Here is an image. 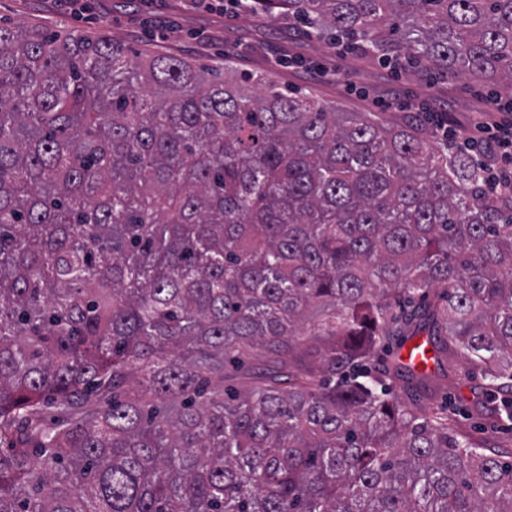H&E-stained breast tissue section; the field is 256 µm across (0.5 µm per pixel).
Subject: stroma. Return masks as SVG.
Listing matches in <instances>:
<instances>
[{"label": "stroma", "instance_id": "1", "mask_svg": "<svg viewBox=\"0 0 512 512\" xmlns=\"http://www.w3.org/2000/svg\"><path fill=\"white\" fill-rule=\"evenodd\" d=\"M3 23L102 34L134 50L178 56L213 70L222 69L224 54L230 51L242 75L264 74L280 90L312 93L340 112L377 111L391 118L407 112L408 102L433 101L447 105L454 119L464 123L491 95L463 78L436 77L428 83L368 56H335L325 40L291 25L280 12L219 14L199 0H85L78 17L71 15L66 0H0ZM329 58L335 59L342 83L320 82L306 73V62ZM484 385L479 370L457 365L448 376V416L462 432L495 445L510 462L512 422L496 424L472 412L474 394Z\"/></svg>", "mask_w": 512, "mask_h": 512}]
</instances>
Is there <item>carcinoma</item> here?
Listing matches in <instances>:
<instances>
[{
	"instance_id": "1",
	"label": "carcinoma",
	"mask_w": 512,
	"mask_h": 512,
	"mask_svg": "<svg viewBox=\"0 0 512 512\" xmlns=\"http://www.w3.org/2000/svg\"><path fill=\"white\" fill-rule=\"evenodd\" d=\"M252 8L512 84V0ZM390 334L436 374L367 366ZM243 346L277 367L229 396ZM459 360L512 419V198L415 116L0 25V512H512V463L430 414Z\"/></svg>"
}]
</instances>
